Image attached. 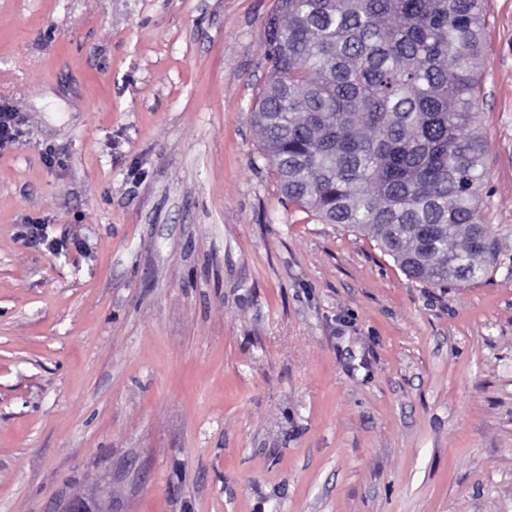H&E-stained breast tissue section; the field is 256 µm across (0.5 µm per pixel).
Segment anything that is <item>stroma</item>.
Listing matches in <instances>:
<instances>
[{
    "instance_id": "stroma-1",
    "label": "stroma",
    "mask_w": 512,
    "mask_h": 512,
    "mask_svg": "<svg viewBox=\"0 0 512 512\" xmlns=\"http://www.w3.org/2000/svg\"><path fill=\"white\" fill-rule=\"evenodd\" d=\"M273 5L0 0V512H512V0L480 69L498 261L446 290L279 193ZM18 117L5 106H0V151L15 146L19 142L20 131L17 129Z\"/></svg>"
}]
</instances>
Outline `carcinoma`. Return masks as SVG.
<instances>
[{
    "mask_svg": "<svg viewBox=\"0 0 512 512\" xmlns=\"http://www.w3.org/2000/svg\"><path fill=\"white\" fill-rule=\"evenodd\" d=\"M483 0H274L253 119L288 204L435 288L496 265L480 201Z\"/></svg>",
    "mask_w": 512,
    "mask_h": 512,
    "instance_id": "obj_1",
    "label": "carcinoma"
}]
</instances>
